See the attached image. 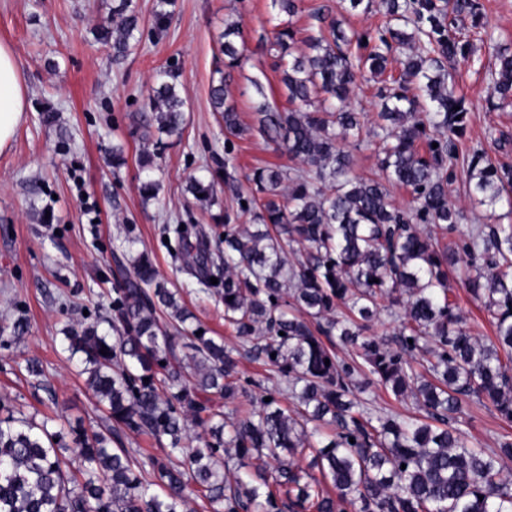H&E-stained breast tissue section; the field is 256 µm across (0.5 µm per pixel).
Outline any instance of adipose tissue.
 I'll return each mask as SVG.
<instances>
[{
  "mask_svg": "<svg viewBox=\"0 0 512 512\" xmlns=\"http://www.w3.org/2000/svg\"><path fill=\"white\" fill-rule=\"evenodd\" d=\"M27 87L13 49L0 42V150L8 147L22 122Z\"/></svg>",
  "mask_w": 512,
  "mask_h": 512,
  "instance_id": "adipose-tissue-1",
  "label": "adipose tissue"
}]
</instances>
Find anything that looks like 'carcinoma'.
<instances>
[{"label":"carcinoma","mask_w":512,"mask_h":512,"mask_svg":"<svg viewBox=\"0 0 512 512\" xmlns=\"http://www.w3.org/2000/svg\"><path fill=\"white\" fill-rule=\"evenodd\" d=\"M347 2L373 7V0L320 6L312 18L328 36H308L299 51L290 27L274 30L292 108L270 105L257 84V123L249 127L230 90L243 64L235 45L243 19L224 23V73L210 99L225 141L257 135L299 167L255 169L245 179L261 197L246 199L224 159V184L254 210V224H231L224 214L222 250L196 224H165L163 232L201 292L223 302L239 344L189 326L180 289L168 287L126 236L128 268L113 289L112 316L71 325L63 336L108 425L90 433L80 420L55 414L37 423L1 406L0 512H188L193 496L213 512H512L505 474L512 435L473 448L461 420L463 403L476 396L512 424V224L478 226L452 245L434 236L457 231L464 219L448 202L459 165L478 204L512 207V169L478 148L459 154L468 108L453 84L456 65L483 41L482 4L381 0L383 23L352 39L334 16ZM465 16L469 30L460 26ZM138 31L134 0H118L100 36L120 57L135 48ZM397 49L403 60L395 76L388 64ZM366 71L381 83L369 142L377 178L355 175L342 147L360 139L350 95ZM489 76L501 103L512 104L511 51L496 52ZM184 106L166 79L145 102L157 133L167 136L181 132ZM213 185L193 177L186 191L208 201ZM392 186L410 192V208L393 203ZM450 267L491 316L494 337L474 335L455 312ZM383 311L397 322L394 341L367 335ZM243 348L264 358L283 387L229 418L209 394L226 401L246 394ZM361 374L411 399L418 414L372 409L360 397ZM283 393L291 406L281 405ZM192 427L201 430L197 448ZM127 431L165 439L169 448L138 458L122 446Z\"/></svg>","instance_id":"obj_1"}]
</instances>
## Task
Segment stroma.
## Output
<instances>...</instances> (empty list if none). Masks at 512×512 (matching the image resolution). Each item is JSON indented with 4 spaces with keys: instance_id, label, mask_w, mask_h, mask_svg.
<instances>
[{
    "instance_id": "1",
    "label": "stroma",
    "mask_w": 512,
    "mask_h": 512,
    "mask_svg": "<svg viewBox=\"0 0 512 512\" xmlns=\"http://www.w3.org/2000/svg\"><path fill=\"white\" fill-rule=\"evenodd\" d=\"M113 0H0V41L13 48L29 90V108L10 146L0 151V400L28 415L60 413L82 420L90 431L104 422L83 376L62 349V329L82 319L111 314L112 290L124 257L126 232L145 246L160 275L176 283L208 335L234 337L224 325V305L200 292L196 281L175 273L166 224L201 225L218 243L225 221L252 223L224 190V156L232 154L238 174L284 165L288 157L258 137L225 143L210 101V88L224 66L219 37L224 22L244 20L237 42L244 57L234 73L233 100L243 125H253L259 93L278 108L288 99L270 48L279 11L272 0H136L141 42L126 57L96 38L112 15ZM491 42L479 45L474 62L459 66L456 92L464 96L468 125L463 146H478L497 163L512 167V105L499 106L486 77L495 47L512 49V0H482ZM165 8L163 31L153 16ZM173 71L186 100L181 133L143 140L145 99L161 72ZM123 145L127 163L112 167L113 145ZM159 154V198L142 205L138 157ZM215 179L213 206L196 204L184 187L190 177ZM448 201L463 211L466 226L495 221L512 224V209L495 213L476 204L464 177L448 186ZM27 331L11 333L17 316ZM37 361L41 376L30 375ZM247 396L215 399L225 415L241 413L250 399L274 388L263 361L241 359ZM472 446L493 447L512 427L478 402L465 408Z\"/></svg>"
}]
</instances>
